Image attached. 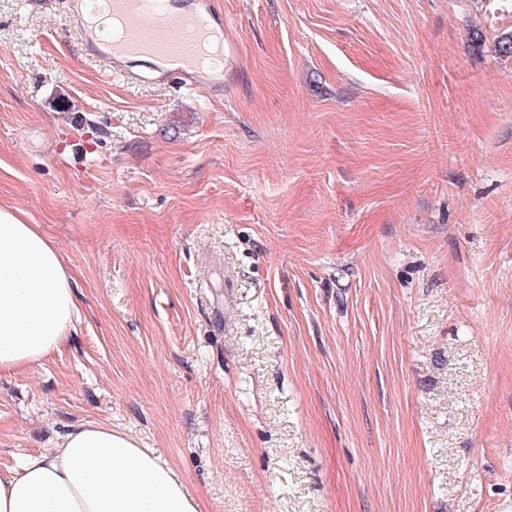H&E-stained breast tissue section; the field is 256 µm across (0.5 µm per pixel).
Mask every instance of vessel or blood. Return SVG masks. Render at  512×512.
<instances>
[{
	"mask_svg": "<svg viewBox=\"0 0 512 512\" xmlns=\"http://www.w3.org/2000/svg\"><path fill=\"white\" fill-rule=\"evenodd\" d=\"M98 16L89 0H64L90 55L141 66L162 82L207 92L224 89V14L212 0H108Z\"/></svg>",
	"mask_w": 512,
	"mask_h": 512,
	"instance_id": "1",
	"label": "vessel or blood"
}]
</instances>
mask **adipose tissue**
<instances>
[{
  "label": "adipose tissue",
  "mask_w": 512,
  "mask_h": 512,
  "mask_svg": "<svg viewBox=\"0 0 512 512\" xmlns=\"http://www.w3.org/2000/svg\"><path fill=\"white\" fill-rule=\"evenodd\" d=\"M77 315L66 258L38 225L0 205V375L41 365ZM0 512H199L160 454L100 422L72 426L54 448L0 475Z\"/></svg>",
  "instance_id": "adipose-tissue-1"
}]
</instances>
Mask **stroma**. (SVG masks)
<instances>
[{
	"mask_svg": "<svg viewBox=\"0 0 512 512\" xmlns=\"http://www.w3.org/2000/svg\"><path fill=\"white\" fill-rule=\"evenodd\" d=\"M214 5L220 95L0 0V204L79 306L0 472L98 421L201 512H512V0Z\"/></svg>",
	"mask_w": 512,
	"mask_h": 512,
	"instance_id": "obj_1",
	"label": "stroma"
}]
</instances>
